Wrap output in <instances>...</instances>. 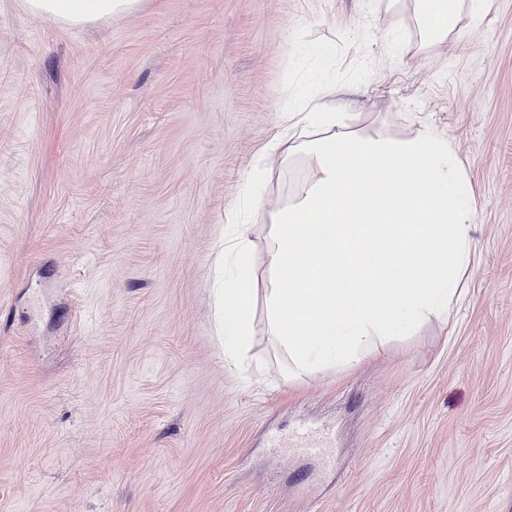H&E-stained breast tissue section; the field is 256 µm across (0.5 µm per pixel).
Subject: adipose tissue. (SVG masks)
I'll return each mask as SVG.
<instances>
[{
  "label": "adipose tissue",
  "instance_id": "adipose-tissue-1",
  "mask_svg": "<svg viewBox=\"0 0 512 512\" xmlns=\"http://www.w3.org/2000/svg\"><path fill=\"white\" fill-rule=\"evenodd\" d=\"M29 11L74 26L137 8L139 0H25ZM460 0H413L424 43L447 39ZM306 139L280 142L284 161L312 173L271 203L251 192L245 207L268 215L264 290H256L251 227L224 245V360L240 365L256 335L272 343L288 374L350 362L392 330L399 312L414 325L451 313L472 241L463 222L473 199L455 177L450 147L424 128L410 139L362 136L341 113L311 100ZM262 300L265 321L251 311Z\"/></svg>",
  "mask_w": 512,
  "mask_h": 512
}]
</instances>
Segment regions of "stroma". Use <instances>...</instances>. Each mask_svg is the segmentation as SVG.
I'll list each match as a JSON object with an SVG mask.
<instances>
[{"instance_id":"1","label":"stroma","mask_w":512,"mask_h":512,"mask_svg":"<svg viewBox=\"0 0 512 512\" xmlns=\"http://www.w3.org/2000/svg\"><path fill=\"white\" fill-rule=\"evenodd\" d=\"M330 90L448 143L474 250L448 320L292 380L260 341L250 381L222 234L255 163L275 201L309 175L271 143ZM0 512H512V0L424 47L377 0H0ZM140 0H25L29 11L46 19L79 26L137 8Z\"/></svg>"}]
</instances>
